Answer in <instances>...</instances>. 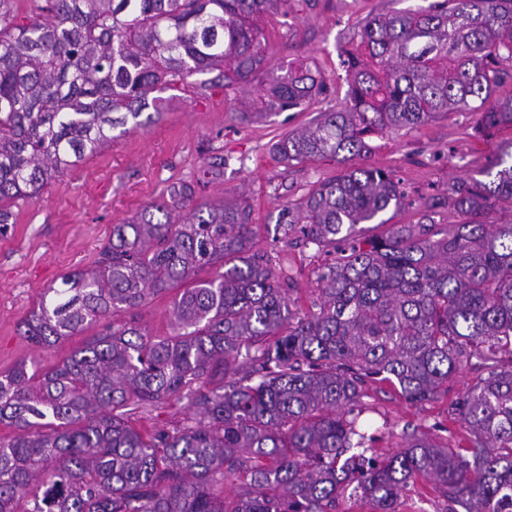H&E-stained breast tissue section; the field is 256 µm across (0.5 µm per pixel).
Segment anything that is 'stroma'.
I'll use <instances>...</instances> for the list:
<instances>
[{
    "label": "stroma",
    "instance_id": "1",
    "mask_svg": "<svg viewBox=\"0 0 512 512\" xmlns=\"http://www.w3.org/2000/svg\"><path fill=\"white\" fill-rule=\"evenodd\" d=\"M431 2L289 0L261 20L267 65L279 74L302 61L317 65L328 96L243 122L238 111L248 96L261 94L260 80H252L246 89L166 91V106L155 122L142 127L128 120L113 129L109 144L49 181L38 198L19 202L16 223L0 232V372L22 362L31 369L56 366L98 333L94 325L56 346L39 347L21 336L20 323L44 288L59 284L66 273L93 267L113 225L161 198L178 181L193 184L198 197L209 201L247 198L254 209L253 252L285 266L293 279L292 300L297 308L307 309L317 297L318 274L334 261L336 251L287 244L277 215L316 183L336 178L345 165L333 156L290 165L271 146L322 112L341 107L349 76L340 53L356 39L367 17L425 8ZM480 119L477 112H453L369 138L362 164L391 173L404 192L401 204L387 211L392 223L414 224L426 213L439 224L462 222L448 198L449 184L482 179L488 161L512 144V126L485 136L476 131ZM219 160L223 175L205 174V164ZM173 300L170 293L150 298L134 314L121 313L117 319H136L154 336L171 335ZM473 379V372L460 369L436 399L418 405L389 384L369 383L368 409L361 420L387 454L401 448L407 426L440 444H465L467 429L449 420L448 406L464 395Z\"/></svg>",
    "mask_w": 512,
    "mask_h": 512
}]
</instances>
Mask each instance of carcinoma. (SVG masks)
Segmentation results:
<instances>
[{"label":"carcinoma","instance_id":"1","mask_svg":"<svg viewBox=\"0 0 512 512\" xmlns=\"http://www.w3.org/2000/svg\"><path fill=\"white\" fill-rule=\"evenodd\" d=\"M287 0H48L47 19L16 21L0 0V229L16 202L112 140V129L174 88L232 87L262 69L258 21ZM342 51L352 74L344 105L272 146L284 162L348 161L372 133L421 126L450 112L482 113L479 131L512 125V0H441L364 21ZM217 72L211 81L192 77ZM157 96L150 97V94ZM328 95L308 63L268 77L256 106L294 109ZM512 151L460 182L464 216L437 229L424 215L355 239L404 193L387 172L349 167L284 205L277 223L307 244L335 247L314 310L292 309L284 267L251 252L245 201L199 200L193 186L122 224L93 268L44 289L23 336L50 346L103 329L63 363L0 374V512H336L346 492L370 512H398L417 481L467 512H512ZM224 271L197 278L208 266ZM179 289L173 335L114 319ZM476 376L448 405L473 436L465 449L404 432L380 456L359 431L369 381L399 385L410 403L448 378ZM193 414L143 432L132 417L165 400ZM238 480L243 493L215 486Z\"/></svg>","mask_w":512,"mask_h":512}]
</instances>
